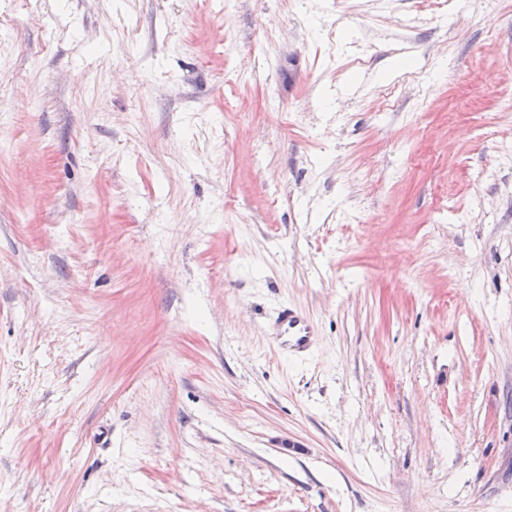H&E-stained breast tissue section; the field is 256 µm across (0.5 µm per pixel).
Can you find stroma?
Instances as JSON below:
<instances>
[{
  "label": "stroma",
  "mask_w": 512,
  "mask_h": 512,
  "mask_svg": "<svg viewBox=\"0 0 512 512\" xmlns=\"http://www.w3.org/2000/svg\"><path fill=\"white\" fill-rule=\"evenodd\" d=\"M0 512H512V0H0ZM275 328L280 329L283 344L294 351L307 350L312 344L311 327L296 311L283 306L275 319Z\"/></svg>",
  "instance_id": "1"
}]
</instances>
